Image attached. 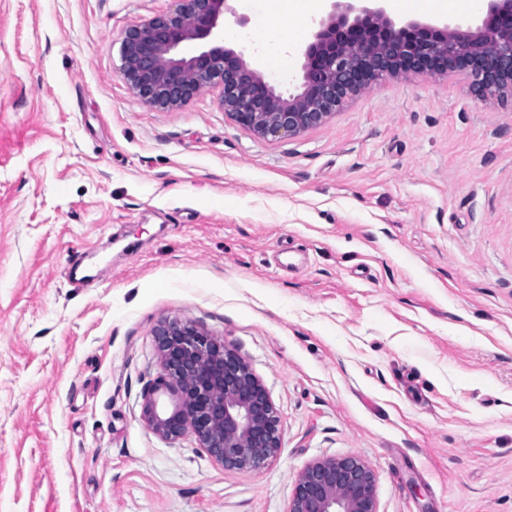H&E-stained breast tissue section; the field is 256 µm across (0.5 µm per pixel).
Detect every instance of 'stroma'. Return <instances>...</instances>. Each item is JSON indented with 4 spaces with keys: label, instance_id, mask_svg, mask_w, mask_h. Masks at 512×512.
I'll return each mask as SVG.
<instances>
[{
    "label": "stroma",
    "instance_id": "stroma-1",
    "mask_svg": "<svg viewBox=\"0 0 512 512\" xmlns=\"http://www.w3.org/2000/svg\"><path fill=\"white\" fill-rule=\"evenodd\" d=\"M270 0L224 45L281 93L315 28L264 60ZM173 0H0V512H287L355 456L378 512H512V100L388 79L295 137L160 111L119 73ZM100 258L87 286L67 278ZM245 359L280 416L227 469L142 421L162 320Z\"/></svg>",
    "mask_w": 512,
    "mask_h": 512
}]
</instances>
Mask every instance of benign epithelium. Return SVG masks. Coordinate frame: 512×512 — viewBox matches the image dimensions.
<instances>
[{"label":"benign epithelium","mask_w":512,"mask_h":512,"mask_svg":"<svg viewBox=\"0 0 512 512\" xmlns=\"http://www.w3.org/2000/svg\"><path fill=\"white\" fill-rule=\"evenodd\" d=\"M174 12L129 28L120 74L146 103L180 106L206 87L221 91L224 112L262 138L298 136L342 111L386 79L467 78L483 99H512V0H487L482 21L395 22L383 0H329L313 20L296 92L283 96L243 55L224 47L230 0H176ZM196 53L181 56L188 42ZM163 377L144 394L142 417L167 440L192 434L226 469H259L281 448L277 409L250 365L188 320L156 329ZM288 512H378L373 472L359 458L327 457L299 475Z\"/></svg>","instance_id":"benign-epithelium-1"}]
</instances>
